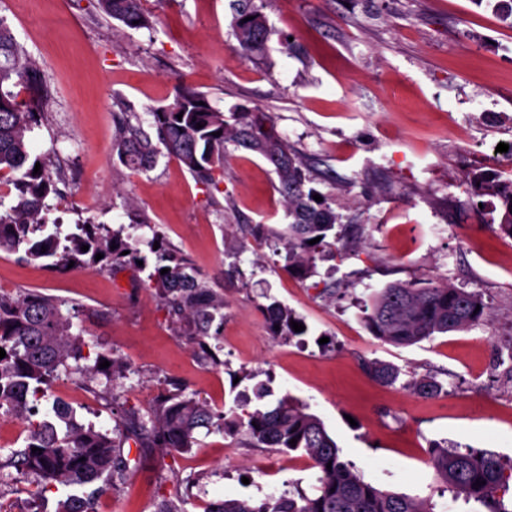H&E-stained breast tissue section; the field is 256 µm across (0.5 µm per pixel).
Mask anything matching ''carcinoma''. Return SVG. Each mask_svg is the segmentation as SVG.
Wrapping results in <instances>:
<instances>
[{
	"instance_id": "cac0c4a2",
	"label": "carcinoma",
	"mask_w": 512,
	"mask_h": 512,
	"mask_svg": "<svg viewBox=\"0 0 512 512\" xmlns=\"http://www.w3.org/2000/svg\"><path fill=\"white\" fill-rule=\"evenodd\" d=\"M100 4L109 17L130 29L150 26L142 0H100ZM234 10L237 50L246 56L262 53L271 31L267 18L254 0H234ZM37 71L35 60L0 21V175H7L6 183L0 184V251L19 253L21 259L43 262L47 268H66L72 262L76 269H132L145 274L142 285L155 291L178 333L197 345L203 361L220 365L214 353L205 350L206 338L218 335L214 324L224 323V289L211 286L215 279L199 277L193 263L164 242L156 230L147 241V257L123 239V226L113 230L104 224L78 223L65 231L59 220H49L52 208L47 199L57 193L51 159L34 157L29 151V132L41 115L39 102L24 106L7 90L10 84L34 80ZM114 105L120 118L112 151L132 170L146 171L166 154L206 188L217 190L224 181L229 147L251 151L269 163L287 208L288 224L277 236L285 249L284 270L303 279L314 273L316 255L332 247L336 239L340 215L328 200L313 199L318 190L311 186L307 162L278 134L265 112L239 105L226 115L213 109L204 94L179 88L172 103L153 112L155 130L150 134L126 118L125 103L117 99ZM198 123L203 127H196ZM37 164L40 173L35 175ZM475 181L480 194L500 200L499 228L512 237V179L482 174ZM317 237L318 243L308 244ZM156 241L159 248L155 250ZM84 245L89 249L81 250ZM99 253L103 258L98 260ZM164 268L168 273L162 275ZM65 305V301L39 292L0 293V348L6 352L0 359V410L23 421L28 431L26 444L10 452L6 465L21 475L34 476L39 493L112 481L114 475L129 468L130 459L122 450L126 444L181 452L197 444L198 429L215 427L257 448L301 452L319 476L310 491L297 487L279 498L208 502L204 512H433L427 498L365 481L340 460V449L322 420L288 394L271 408L248 410L239 403V410L228 418L178 385L175 391L158 396L147 416L126 412L118 440L109 429L77 421L73 410L59 399L52 406L58 423L42 418L40 400L58 378L59 369H69L71 358H85L83 350L88 346L82 333L74 332L72 314L64 312ZM265 312L273 335H297L290 322L298 318L287 307L274 302ZM487 316L488 305L481 295L450 283L423 288L394 283L374 294L364 322L382 342L410 346L436 334L463 331ZM105 360L110 366L103 369L107 378L103 390H97V376L89 367L82 370L79 383L110 402L113 377L124 375L126 368L106 353L97 355L96 362ZM368 371L388 384L400 377L397 368L386 364L372 363ZM403 387L423 397L441 391V385L427 376H413ZM293 438L297 439L294 447L290 444ZM34 447L42 453L32 452ZM428 463L445 487L485 505L488 512H512V496L505 497L512 462L501 455L474 449L463 453L446 442H434L428 448ZM478 480L483 485L475 486ZM58 512H95L93 496L69 494L59 501Z\"/></svg>"
}]
</instances>
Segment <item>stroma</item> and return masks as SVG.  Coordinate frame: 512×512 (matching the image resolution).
I'll return each mask as SVG.
<instances>
[{"label":"stroma","instance_id":"35a3bbf8","mask_svg":"<svg viewBox=\"0 0 512 512\" xmlns=\"http://www.w3.org/2000/svg\"><path fill=\"white\" fill-rule=\"evenodd\" d=\"M230 3L149 0L151 27L131 30L99 0H0V19L37 61L48 94L30 143L61 161L53 217L139 222V237L160 232L203 275L239 266L222 284L215 368L133 271H51L1 252L0 292L67 299L75 330L129 368L108 402L61 374L43 413L52 417L59 399L82 423L111 429L177 383L224 413L263 384L266 404L288 394L307 405L367 482L430 498L434 512H483L442 490L426 459L434 441L512 458V238L491 222L498 200L470 186L478 171L512 177V16L496 0H264L271 34L249 57L236 49ZM179 85L222 112L244 105L272 118L341 214L344 260L321 255L316 276L299 279L284 271L276 239L247 232L288 222L276 174L248 151H231L216 191L168 156L146 172L113 160L114 97L148 130ZM502 142L508 152H497ZM437 281L480 293L491 320L407 347L367 329L364 309L386 285ZM276 300L304 335L273 336L264 308ZM368 361L434 377L442 390L425 398L381 384ZM197 438L188 452H132L128 471L101 486L96 512H157L166 498L202 512L206 501L277 497L315 481L307 459L216 431ZM60 498L0 470L9 512H56Z\"/></svg>","mask_w":512,"mask_h":512}]
</instances>
